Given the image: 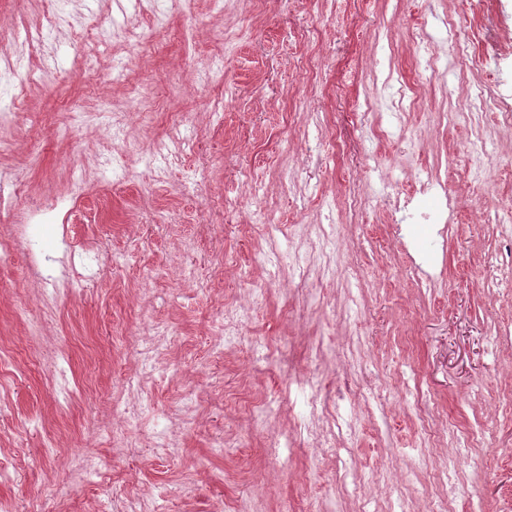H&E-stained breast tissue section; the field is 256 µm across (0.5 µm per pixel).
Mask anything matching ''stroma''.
Instances as JSON below:
<instances>
[{
  "label": "stroma",
  "instance_id": "1",
  "mask_svg": "<svg viewBox=\"0 0 512 512\" xmlns=\"http://www.w3.org/2000/svg\"><path fill=\"white\" fill-rule=\"evenodd\" d=\"M73 23L96 17L85 44L48 28V0H0V44L14 22L46 31L55 67L25 84L23 112L0 172L28 196H75L74 239L107 241L114 263L82 296L46 307L28 249L55 244L53 225L21 227L0 215L14 252L0 261V347L21 370L6 395L33 423L0 422L14 450L0 501L16 512H98L101 500L138 495L167 512H483L512 507V292L483 274L508 247L479 220L483 198L512 207V127L487 120L480 177L451 168L453 231L434 283L413 277L388 197L452 160L475 136L440 122L489 87L512 105V0H65ZM471 45L449 70L447 26ZM436 37L425 46L420 31ZM147 36L150 47L135 42ZM429 50L437 71L419 67ZM306 59L320 61L307 79ZM153 107L132 110L123 131L97 114L138 90ZM336 134L338 147L328 145ZM203 182L206 195L192 190ZM320 224L337 227L336 260L312 261L307 279L261 266L267 236L280 247ZM264 301L250 306L251 295ZM245 326L239 346L213 364L207 343L225 303ZM168 330L162 373L139 372L140 337ZM275 341L279 359L254 362ZM324 341L322 355L311 345ZM65 349L85 391L58 411L42 354ZM314 373L343 397L358 431L334 447L310 441L280 460L268 448L294 422L280 409L267 427L230 395L262 401ZM195 398L192 417L182 402ZM141 407L136 451L105 429ZM167 426L181 449L149 448ZM95 453L93 475L72 471L77 449ZM461 461L450 492L441 467Z\"/></svg>",
  "mask_w": 512,
  "mask_h": 512
}]
</instances>
